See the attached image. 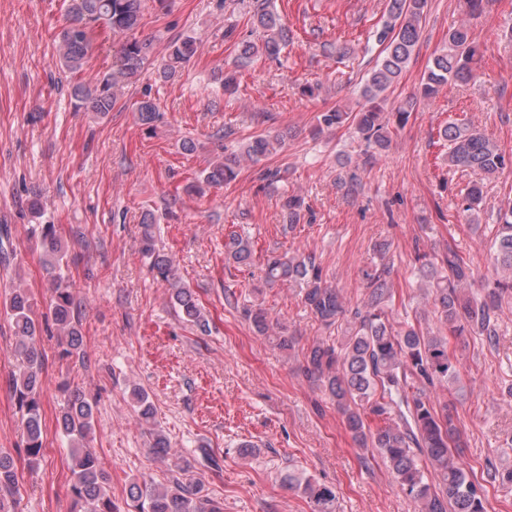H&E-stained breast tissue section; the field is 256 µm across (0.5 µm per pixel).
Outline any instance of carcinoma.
<instances>
[{
  "label": "carcinoma",
  "instance_id": "obj_1",
  "mask_svg": "<svg viewBox=\"0 0 512 512\" xmlns=\"http://www.w3.org/2000/svg\"><path fill=\"white\" fill-rule=\"evenodd\" d=\"M145 0H68L66 24L62 28L57 57L61 68L78 77L72 96L89 112L107 114L122 100V89L136 82L154 53L152 40L136 36ZM268 0H256L253 23L265 37L256 43L237 42V67L257 57L277 59L292 42L281 16L268 9ZM428 0H388L386 17L372 37L381 47L377 62L361 91L360 111L338 109L317 117L320 128H335L347 121L355 125L366 147L384 149L390 130L381 120L385 93L398 82L418 46ZM124 36L119 65L89 80L82 78L93 48L95 28ZM196 53L190 36L169 41L159 79H175ZM480 57L470 28L462 23L448 29V50L436 55L424 74L419 94L436 95L450 80L468 81ZM137 120L152 124L159 112L156 99L146 95L134 103ZM448 143V166L471 169L495 176L512 169V155L502 152L483 132L467 124L450 122L439 130ZM284 135L261 133L241 143L228 155H217L200 171L197 182L218 187L236 178L244 161L257 163L282 149ZM483 200L478 185L468 188L460 209L470 216ZM303 200L297 195L285 203L288 228L305 220ZM154 217L143 216L142 253L150 268L167 285L179 316L202 332L209 329L206 315L177 273L173 259L156 248ZM41 262L53 278L49 313L66 356L78 355L83 345L80 317L73 293L62 273L66 247L52 224L41 225ZM493 264L507 274L486 282L479 297H470L463 287L474 278V269L454 247L427 258L417 268L418 276L432 288L431 302L437 325L434 328L407 323L394 326L391 265L363 272V299L349 311L342 290L330 284L310 256L288 251L266 258L262 280L268 287L288 281L301 285L305 306L325 327L342 328L338 340L318 339L302 349V377L328 399L346 432L361 450L374 449L389 469L400 490L417 505L418 512H488L486 486L470 477L458 449L463 447L457 417L448 409L447 393L460 382V371L450 339L467 334L481 336L493 346L497 341V310L512 296V206L497 214L492 246ZM228 262L249 266L253 261L251 242L234 233L224 242ZM255 332L284 352L294 350L296 338L274 322L262 308L247 310ZM15 336L13 358L17 371L12 391L26 433V450L36 459L43 453V414L40 393L45 384L44 355L39 348L40 324L32 316V303L25 288L12 289L7 307ZM63 400L57 418L60 434L69 451L73 497L85 504V512H117L109 492V479L89 441L94 428L96 402L78 390L60 388ZM133 408L139 420L154 419L149 394L132 390ZM283 483L301 492L312 504V512H336L337 494L332 486L296 469L288 470ZM20 490L12 456L0 451V512H14ZM201 485L186 475L184 468L168 484L152 480L135 482L129 488L131 512H221L218 502L201 495Z\"/></svg>",
  "mask_w": 512,
  "mask_h": 512
}]
</instances>
